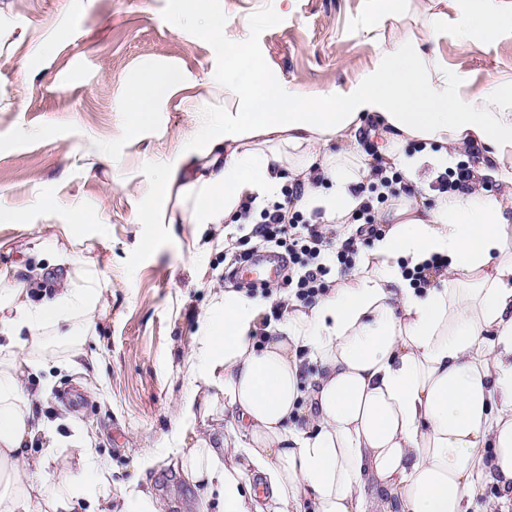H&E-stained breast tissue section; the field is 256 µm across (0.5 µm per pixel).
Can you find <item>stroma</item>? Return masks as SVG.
Returning a JSON list of instances; mask_svg holds the SVG:
<instances>
[{
  "label": "stroma",
  "mask_w": 512,
  "mask_h": 512,
  "mask_svg": "<svg viewBox=\"0 0 512 512\" xmlns=\"http://www.w3.org/2000/svg\"><path fill=\"white\" fill-rule=\"evenodd\" d=\"M370 0H205L196 19L173 26L180 0H0V206L22 224H0L5 263L33 281L31 252L51 240L94 262L112 294L95 347L104 373L83 381L54 372L41 410L63 435L88 430L119 479L140 476L168 512H208L200 486L166 451L180 423L199 320L225 286L264 296L235 278L232 256L258 246L246 224H142L163 166L195 130L235 109L225 97V47L211 19L240 29L246 46L233 70L252 76L249 57L308 98L348 88L375 56L365 26ZM275 24H266L268 15ZM436 48L463 75L474 102L512 82V21L470 48L448 28ZM166 68L180 77L157 102L153 123L129 135V98L140 75ZM78 209L98 214L71 240L60 224Z\"/></svg>",
  "instance_id": "stroma-1"
}]
</instances>
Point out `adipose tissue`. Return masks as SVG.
<instances>
[{
    "label": "adipose tissue",
    "mask_w": 512,
    "mask_h": 512,
    "mask_svg": "<svg viewBox=\"0 0 512 512\" xmlns=\"http://www.w3.org/2000/svg\"><path fill=\"white\" fill-rule=\"evenodd\" d=\"M438 11L411 24L413 0H375L368 26L375 58L347 90L308 99L254 79L228 86L238 101L197 131L196 148L168 163L155 186L151 224L235 223L243 202L262 206L302 184L300 209L321 206L342 220L375 181L376 167L413 183L422 165L442 172L473 153L472 176L433 207L401 197L381 212L383 237L358 272L287 320L265 324L273 298L215 294L199 322L190 392L181 403L174 451L218 512H469L487 485L512 500V86L482 104L467 98L435 42L448 23ZM512 0H465L462 45L493 36ZM396 29H389V22ZM176 73H142L129 103L132 130L152 123ZM373 119L376 155L359 136ZM493 177L504 190L480 189ZM63 273L33 301L14 265L0 264V512H163L150 492L113 486L96 438H62L39 407L45 386L30 378L51 363L50 338L67 345L62 366L98 372L88 340L106 315V288L93 264L38 245ZM446 266L434 287L408 273L432 257ZM229 417L227 427L199 419ZM73 448L83 481L52 472L61 443Z\"/></svg>",
    "instance_id": "adipose-tissue-1"
}]
</instances>
